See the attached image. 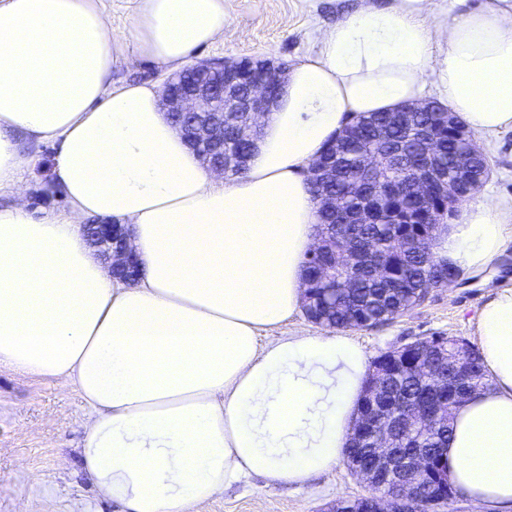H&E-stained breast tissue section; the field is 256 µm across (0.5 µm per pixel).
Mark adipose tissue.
Listing matches in <instances>:
<instances>
[{
  "mask_svg": "<svg viewBox=\"0 0 512 512\" xmlns=\"http://www.w3.org/2000/svg\"><path fill=\"white\" fill-rule=\"evenodd\" d=\"M224 0H142L130 34L91 0L0 7V367L83 399L79 455L125 512H192L258 475L304 486L342 457L367 355L338 334L260 343L304 302L319 221L305 168L345 118L434 84L472 132L512 130V0L454 17L433 0L368 5L288 73L247 173L209 171L158 87H112L118 57L175 69L224 33ZM55 142L68 208L33 217L23 141ZM129 225L142 268L114 279L82 224ZM512 206L473 203L436 236L467 273L498 255ZM490 390L453 413L450 482L477 512L512 507V288L475 321Z\"/></svg>",
  "mask_w": 512,
  "mask_h": 512,
  "instance_id": "adipose-tissue-1",
  "label": "adipose tissue"
}]
</instances>
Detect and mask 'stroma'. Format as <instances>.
I'll return each mask as SVG.
<instances>
[{
    "instance_id": "35a3bbf8",
    "label": "stroma",
    "mask_w": 512,
    "mask_h": 512,
    "mask_svg": "<svg viewBox=\"0 0 512 512\" xmlns=\"http://www.w3.org/2000/svg\"><path fill=\"white\" fill-rule=\"evenodd\" d=\"M367 0H224V33L201 48L197 60L251 57L294 65L315 54L322 33ZM491 175L478 199L512 201V130L480 141ZM35 163L24 175L25 199L34 216L61 211L55 182L56 147L31 142ZM512 287V240L460 285L433 288L425 302L377 328L349 330L367 353H380L430 336L474 337V317L487 296ZM86 408L79 395L48 382L0 369V512H116L98 500L76 450ZM367 487L345 463L314 476L302 488L266 487L258 477L205 501L198 512H327L339 499L366 495Z\"/></svg>"
}]
</instances>
